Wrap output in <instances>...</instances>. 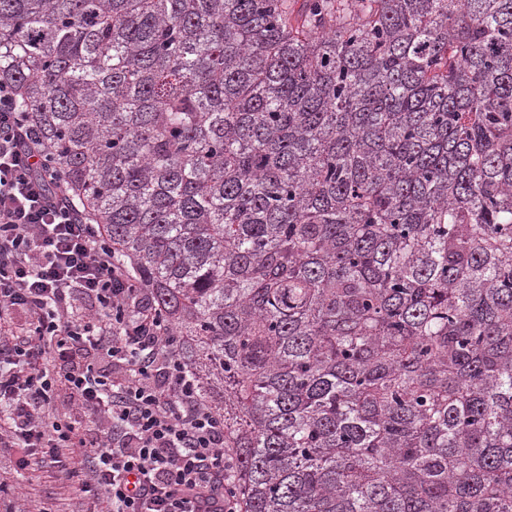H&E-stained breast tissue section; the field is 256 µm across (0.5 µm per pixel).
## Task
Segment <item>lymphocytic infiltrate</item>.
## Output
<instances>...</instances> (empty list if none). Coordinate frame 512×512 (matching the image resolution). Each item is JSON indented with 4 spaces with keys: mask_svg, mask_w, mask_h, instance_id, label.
Wrapping results in <instances>:
<instances>
[{
    "mask_svg": "<svg viewBox=\"0 0 512 512\" xmlns=\"http://www.w3.org/2000/svg\"><path fill=\"white\" fill-rule=\"evenodd\" d=\"M89 300L83 314L75 301ZM28 326L16 332L13 316ZM111 361V373L93 360ZM65 391L97 432L49 411ZM0 447L62 466L85 449L84 501L106 512H235L224 421L200 400L146 289L59 179L14 89L0 85Z\"/></svg>",
    "mask_w": 512,
    "mask_h": 512,
    "instance_id": "f902f5d3",
    "label": "lymphocytic infiltrate"
}]
</instances>
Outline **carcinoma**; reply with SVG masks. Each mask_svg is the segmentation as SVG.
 Wrapping results in <instances>:
<instances>
[{
  "label": "carcinoma",
  "instance_id": "obj_1",
  "mask_svg": "<svg viewBox=\"0 0 512 512\" xmlns=\"http://www.w3.org/2000/svg\"><path fill=\"white\" fill-rule=\"evenodd\" d=\"M0 84L238 512H512V0H0Z\"/></svg>",
  "mask_w": 512,
  "mask_h": 512
}]
</instances>
